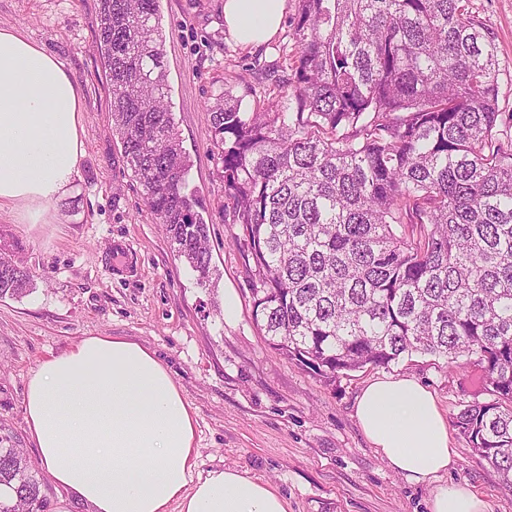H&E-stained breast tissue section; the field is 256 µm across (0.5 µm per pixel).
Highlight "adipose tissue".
Masks as SVG:
<instances>
[{"mask_svg": "<svg viewBox=\"0 0 512 512\" xmlns=\"http://www.w3.org/2000/svg\"><path fill=\"white\" fill-rule=\"evenodd\" d=\"M287 0H224V24L259 47ZM82 96L62 61L0 26V213L45 224L80 178ZM25 421L52 481L88 512H288L268 482L234 468L196 469L197 420L171 370L139 342L89 336L27 380ZM355 416L373 448L421 483L455 464L434 395L409 377L370 382ZM430 512H488L468 485L437 487Z\"/></svg>", "mask_w": 512, "mask_h": 512, "instance_id": "obj_1", "label": "adipose tissue"}]
</instances>
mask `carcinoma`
Here are the masks:
<instances>
[{"instance_id": "carcinoma-1", "label": "carcinoma", "mask_w": 512, "mask_h": 512, "mask_svg": "<svg viewBox=\"0 0 512 512\" xmlns=\"http://www.w3.org/2000/svg\"><path fill=\"white\" fill-rule=\"evenodd\" d=\"M159 0H99L118 137L175 258L212 276L208 225L165 101ZM288 78L210 122L228 223L265 342L326 379L416 353L477 366L455 426L512 487V114L496 36L470 0H297ZM30 275L0 250V299ZM42 478L0 448V512H45Z\"/></svg>"}]
</instances>
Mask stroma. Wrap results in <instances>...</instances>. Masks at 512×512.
I'll return each instance as SVG.
<instances>
[{
    "instance_id": "35a3bbf8",
    "label": "stroma",
    "mask_w": 512,
    "mask_h": 512,
    "mask_svg": "<svg viewBox=\"0 0 512 512\" xmlns=\"http://www.w3.org/2000/svg\"><path fill=\"white\" fill-rule=\"evenodd\" d=\"M224 0H160L169 102L190 161V185L209 226L213 282L201 286L177 260L144 190L112 134L109 92L96 50L98 0H0V23L44 45L65 65L83 97L86 153L73 195L48 224L0 215V239L13 247L32 289L0 299V446L40 455L25 421L32 369L87 336H120L166 361L197 417V469L232 466L271 482L289 512H429L438 482L411 483L362 433L355 402L385 376L416 379L435 396L456 452L440 482H464L488 512H512V491L472 450L453 421L484 401L477 368H447L416 355L325 379L266 344L252 315L251 281L240 227L224 221V172L208 110L231 88L245 101L281 78L279 44L255 50L224 26ZM512 71V0H471ZM131 253L115 262L116 248Z\"/></svg>"
}]
</instances>
